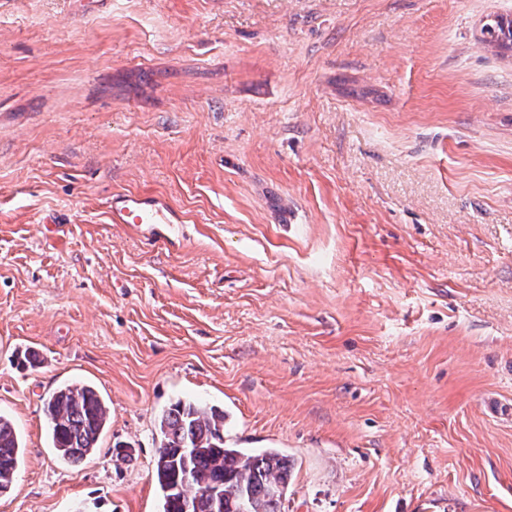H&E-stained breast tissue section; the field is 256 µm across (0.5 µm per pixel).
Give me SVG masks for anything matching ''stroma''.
Returning a JSON list of instances; mask_svg holds the SVG:
<instances>
[{
    "instance_id": "1",
    "label": "stroma",
    "mask_w": 512,
    "mask_h": 512,
    "mask_svg": "<svg viewBox=\"0 0 512 512\" xmlns=\"http://www.w3.org/2000/svg\"><path fill=\"white\" fill-rule=\"evenodd\" d=\"M512 0H0V512H162L194 399L288 512H512ZM182 213L160 247L113 191ZM39 359L22 366L24 352ZM88 383L80 464L44 398ZM129 443L131 461L112 455ZM482 42L498 53L512 52V19L496 16L482 28ZM43 413L53 448L71 463L96 451L108 422L104 401L85 383L56 389L43 400ZM21 443L12 421L0 414V495L10 490L20 460Z\"/></svg>"
}]
</instances>
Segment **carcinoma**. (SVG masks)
<instances>
[{"label":"carcinoma","instance_id":"1","mask_svg":"<svg viewBox=\"0 0 512 512\" xmlns=\"http://www.w3.org/2000/svg\"><path fill=\"white\" fill-rule=\"evenodd\" d=\"M482 42L512 52V19L496 16L482 28ZM43 413L58 454L78 463L99 445L107 407L96 389L67 384L43 399ZM160 442L154 459L162 512H286L292 463L275 448L260 453L224 442V411L182 399L156 423ZM21 443L12 421L0 414V495L9 491Z\"/></svg>","mask_w":512,"mask_h":512}]
</instances>
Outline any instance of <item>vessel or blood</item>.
Masks as SVG:
<instances>
[{
	"instance_id": "vessel-or-blood-1",
	"label": "vessel or blood",
	"mask_w": 512,
	"mask_h": 512,
	"mask_svg": "<svg viewBox=\"0 0 512 512\" xmlns=\"http://www.w3.org/2000/svg\"><path fill=\"white\" fill-rule=\"evenodd\" d=\"M109 223L139 230L156 243H168L170 225L181 217L163 196L138 192L113 193L108 205Z\"/></svg>"
}]
</instances>
